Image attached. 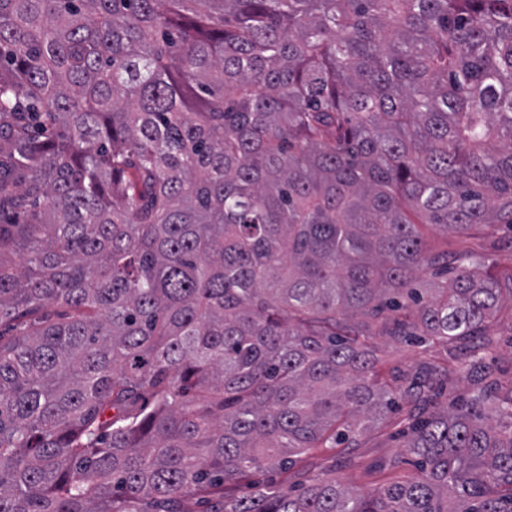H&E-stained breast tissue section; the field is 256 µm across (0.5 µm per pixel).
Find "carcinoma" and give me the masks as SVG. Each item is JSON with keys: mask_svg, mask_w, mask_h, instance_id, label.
Returning a JSON list of instances; mask_svg holds the SVG:
<instances>
[{"mask_svg": "<svg viewBox=\"0 0 512 512\" xmlns=\"http://www.w3.org/2000/svg\"><path fill=\"white\" fill-rule=\"evenodd\" d=\"M7 212L0 512H512L471 240L512 227V0H0ZM382 333L443 350L383 379ZM397 396L417 479L224 496ZM427 247L432 251H447L452 253L458 249L456 237L448 232L446 233L438 226L427 224L423 227Z\"/></svg>", "mask_w": 512, "mask_h": 512, "instance_id": "1", "label": "carcinoma"}]
</instances>
